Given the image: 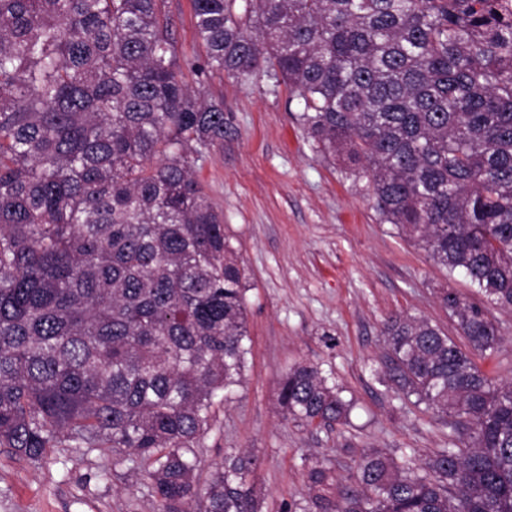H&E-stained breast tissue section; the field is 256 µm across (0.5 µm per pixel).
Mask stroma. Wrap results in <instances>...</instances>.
I'll return each mask as SVG.
<instances>
[{
	"label": "stroma",
	"mask_w": 512,
	"mask_h": 512,
	"mask_svg": "<svg viewBox=\"0 0 512 512\" xmlns=\"http://www.w3.org/2000/svg\"><path fill=\"white\" fill-rule=\"evenodd\" d=\"M174 36L190 62L202 56L192 0H169ZM188 84L222 97L230 131L195 171L224 213V233L245 273L248 337L241 384L216 404L198 451L207 469L225 455L256 461L261 512H309L306 472L319 463L337 486L356 484L358 464L377 448L424 462L448 445V428L413 399L379 383L370 369L384 354L381 329L395 315L429 319L455 334L440 289L470 299L462 273L447 274L373 208L365 179L315 148L297 120L287 86L266 72L239 81L186 70ZM498 351L477 358L497 382H512V310L490 308ZM297 363L317 366L354 403L347 423L307 427L284 419L278 381ZM135 465L112 453L56 448L34 462L0 448V512H154Z\"/></svg>",
	"instance_id": "obj_1"
}]
</instances>
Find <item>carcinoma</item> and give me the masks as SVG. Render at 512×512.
I'll use <instances>...</instances> for the list:
<instances>
[{
    "mask_svg": "<svg viewBox=\"0 0 512 512\" xmlns=\"http://www.w3.org/2000/svg\"><path fill=\"white\" fill-rule=\"evenodd\" d=\"M200 70L284 82L327 159L483 301L440 292L381 330L372 370L448 426L423 464L363 456L356 489L307 469L315 512H512V383L483 303L512 309V18L497 0H193ZM224 100L188 85L168 0H0V447L139 462L156 512H260L254 462L205 487L196 449L240 385L243 269L194 175L224 145ZM285 419L351 404L319 370L279 380Z\"/></svg>",
    "mask_w": 512,
    "mask_h": 512,
    "instance_id": "obj_1",
    "label": "carcinoma"
}]
</instances>
